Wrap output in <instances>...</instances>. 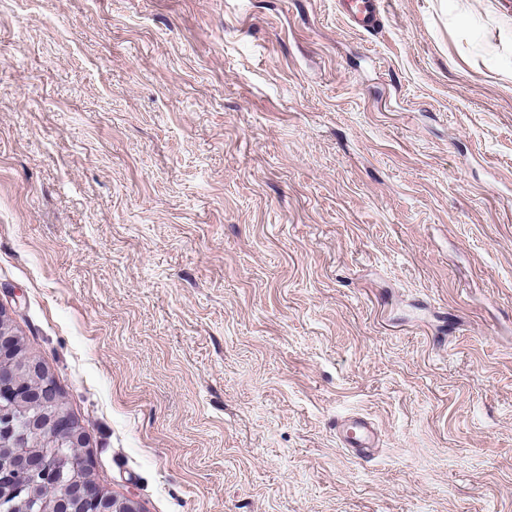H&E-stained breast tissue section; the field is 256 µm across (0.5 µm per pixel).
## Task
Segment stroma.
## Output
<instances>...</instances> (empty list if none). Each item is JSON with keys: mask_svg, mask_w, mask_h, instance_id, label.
Returning a JSON list of instances; mask_svg holds the SVG:
<instances>
[{"mask_svg": "<svg viewBox=\"0 0 512 512\" xmlns=\"http://www.w3.org/2000/svg\"><path fill=\"white\" fill-rule=\"evenodd\" d=\"M0 310L143 512H512V0H0ZM353 26L359 31H371L381 21V0H341ZM336 438L342 448L362 461L371 460L380 447L375 424L356 414L336 420Z\"/></svg>", "mask_w": 512, "mask_h": 512, "instance_id": "obj_1", "label": "stroma"}]
</instances>
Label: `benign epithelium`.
<instances>
[{
    "mask_svg": "<svg viewBox=\"0 0 512 512\" xmlns=\"http://www.w3.org/2000/svg\"><path fill=\"white\" fill-rule=\"evenodd\" d=\"M23 348L21 335L0 310V446L10 439L15 463L24 465L17 477L0 480V512H14V501L25 498L26 512H51L38 487L55 488L54 508L71 506L77 512H142L137 500L104 494L93 477L94 462L86 451L83 423L74 416L63 397L56 393L55 381L39 359L17 362ZM30 401L42 408L16 428V409Z\"/></svg>",
    "mask_w": 512,
    "mask_h": 512,
    "instance_id": "7a95c632",
    "label": "benign epithelium"
}]
</instances>
